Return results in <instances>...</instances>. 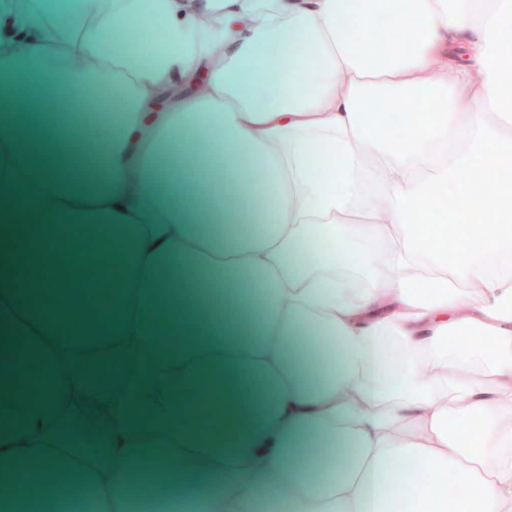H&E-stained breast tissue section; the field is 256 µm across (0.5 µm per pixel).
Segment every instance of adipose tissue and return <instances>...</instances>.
<instances>
[{"label": "adipose tissue", "mask_w": 512, "mask_h": 512, "mask_svg": "<svg viewBox=\"0 0 512 512\" xmlns=\"http://www.w3.org/2000/svg\"><path fill=\"white\" fill-rule=\"evenodd\" d=\"M507 252L512 0H0V512H512Z\"/></svg>", "instance_id": "1"}]
</instances>
